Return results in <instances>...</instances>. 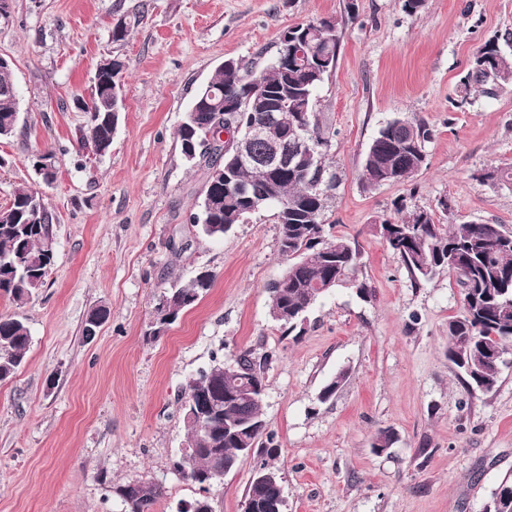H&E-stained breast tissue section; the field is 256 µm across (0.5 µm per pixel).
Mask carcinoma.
I'll use <instances>...</instances> for the list:
<instances>
[{
    "label": "carcinoma",
    "instance_id": "cac0c4a2",
    "mask_svg": "<svg viewBox=\"0 0 512 512\" xmlns=\"http://www.w3.org/2000/svg\"><path fill=\"white\" fill-rule=\"evenodd\" d=\"M289 38L279 39L272 65L262 71L248 70L232 60L219 66L205 87L197 92L190 107L197 109L195 124L177 127L176 139L181 154L189 162L205 159L206 183L200 215L203 232L209 237L224 236L243 221L256 206L275 208L279 243L288 263L298 262L294 271L268 288L270 316L281 335L294 341L305 333L302 321L319 299L336 288L356 289L368 295L359 280L362 253L356 239L334 233L323 214L331 191L336 189V173L325 164L326 140L313 128L310 142L300 143L285 130L283 150L294 161V168L272 180L265 169L254 165L237 166L220 145L201 151L211 120L210 106L224 100L243 109V125L267 121L271 112H286L293 120L310 112L315 93L335 68L340 47L338 22L323 21L319 33L310 38L306 24L286 29ZM310 43L306 60L295 57V45ZM512 43L504 32L480 46L472 69L463 78L459 93L470 95L474 85L497 81L512 83V53L501 44ZM87 129L94 151L103 155L112 145V134L122 107H114L109 86L100 78L91 82L87 102ZM19 112V98L12 68L0 66V129ZM433 132L423 121L397 119L382 126L365 156L362 181L369 188L402 181L426 165V143ZM396 222L376 225V232L398 258L411 287L420 288L443 271L457 277L462 290V314L448 323V360L455 375L470 394H489L497 390L504 356L512 352V231L499 224H438L433 215L419 223L423 209H407ZM54 216L40 193L28 186L15 188L8 206L0 209V295L17 307L26 305L46 285L54 266ZM215 275L206 271L174 290L164 291L155 305L156 321L152 335L158 336L176 323L206 294ZM31 345L26 322L16 315H0V382L12 377L25 361ZM270 356H253L242 351L232 371L222 361L200 370L187 385L186 403L205 404L214 412V424L203 435L198 424L186 420L187 438L195 453L184 467L174 470L199 485L205 476L218 473L214 484L224 481V467H237L240 449L253 448L255 454L273 459L279 448L263 418V397L241 395L245 383L254 381L266 387L264 372ZM127 512H153L165 495L157 483L137 480L116 489ZM284 496L283 486L248 485L245 498L252 499V512H274L275 502ZM508 502L512 512V478L502 480L491 493L489 512L496 503Z\"/></svg>",
    "mask_w": 512,
    "mask_h": 512
}]
</instances>
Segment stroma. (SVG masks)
<instances>
[{
    "instance_id": "obj_1",
    "label": "stroma",
    "mask_w": 512,
    "mask_h": 512,
    "mask_svg": "<svg viewBox=\"0 0 512 512\" xmlns=\"http://www.w3.org/2000/svg\"><path fill=\"white\" fill-rule=\"evenodd\" d=\"M132 16L138 24L113 42L114 23ZM321 19L341 31L315 107L339 176L325 219L358 240L370 293L335 290L294 341L269 316L267 287L288 265L273 208L222 238L203 235L189 218L205 168L184 160L175 132L224 60L262 70L285 28ZM507 30L512 0H426L413 14L402 0H10L0 55L13 63L21 119L0 141V208L17 185L38 190L56 217V254L27 305L0 297V313H18L32 336L24 366L0 383V512H124L116 489L132 479L164 485L154 512L203 496L214 512H242L260 458L206 491L172 462L187 439L188 381L247 349L272 357L263 415L287 512H485L512 477V362L496 392L467 394L448 360V323L461 313L455 276L411 287L375 226L397 220L404 204L442 224L512 230V187L473 178L512 163V85L458 95L476 50ZM109 55L125 63L127 97L100 156L82 139L81 102ZM404 117L433 131L426 165L364 188L369 144ZM47 152L49 184L33 168ZM202 268L214 272L213 288L151 338L158 296ZM99 305L109 316L89 341L83 327ZM341 371L345 383L319 402ZM381 428L396 440L378 453ZM425 441L434 452L421 459Z\"/></svg>"
}]
</instances>
